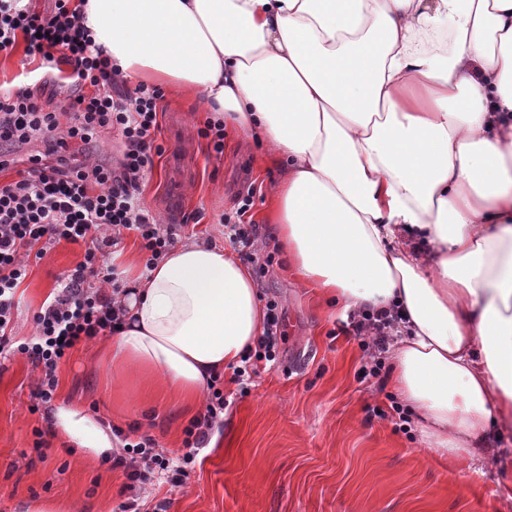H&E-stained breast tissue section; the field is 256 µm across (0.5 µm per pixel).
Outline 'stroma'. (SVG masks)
Listing matches in <instances>:
<instances>
[{
  "instance_id": "stroma-1",
  "label": "stroma",
  "mask_w": 512,
  "mask_h": 512,
  "mask_svg": "<svg viewBox=\"0 0 512 512\" xmlns=\"http://www.w3.org/2000/svg\"><path fill=\"white\" fill-rule=\"evenodd\" d=\"M206 119L202 104L165 93L160 152L141 197L163 223L183 225L186 237L225 246L221 216L252 194L241 221L258 229L260 254L268 259L259 277L263 297L281 304L286 339L276 365H260L248 386L225 381L228 403L214 446L200 450L184 489L164 484L155 497L170 499L168 512H512V497L501 487L502 479L512 480V431L493 442L503 476L467 461L449 469L447 458L421 443L414 423L394 410L387 372L370 375L359 338L343 333V315L315 289L297 287L266 223L276 179L268 147L228 131L223 153H215L199 133ZM83 254V246L64 243L31 259L16 294L19 337L30 336L34 314ZM100 347H80L60 364L57 399L80 402L113 426L140 428L182 453L183 430L200 405L144 394L133 383L119 395ZM33 378L23 355L0 363V512L41 499L63 502L70 512H116L120 472L56 442L35 450L33 430L45 425L47 413L29 410Z\"/></svg>"
}]
</instances>
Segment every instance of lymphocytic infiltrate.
Here are the masks:
<instances>
[{
    "instance_id": "1",
    "label": "lymphocytic infiltrate",
    "mask_w": 512,
    "mask_h": 512,
    "mask_svg": "<svg viewBox=\"0 0 512 512\" xmlns=\"http://www.w3.org/2000/svg\"><path fill=\"white\" fill-rule=\"evenodd\" d=\"M72 0H52L42 8L37 0H0V52L24 42L27 60L39 61L41 87L23 85L0 94V147L36 140L44 154L28 156L17 180L0 184V359L25 355L37 371L31 411L50 404L58 388V366L80 344L104 332H116L126 311L113 295L122 286L113 248L125 234H134L149 263L163 258L180 225L163 224L141 199L140 185L152 162L157 112L163 97L154 86L121 87L112 65L82 22ZM117 131L122 152L115 160H98L102 133ZM89 149V159L74 162L63 156L69 141ZM85 243L81 261L58 281L25 342L16 343L13 310L19 285L25 280L32 251L47 253L61 243ZM391 313L350 315L345 333L367 338L368 348L384 351L394 328ZM276 301L266 303V322L252 356L234 371L243 381L257 362L275 361L283 336ZM206 405L184 429L183 454H172L149 434L130 438L114 434L121 446L107 457L121 471L127 499L120 512H140L155 481L185 487L190 466L210 436L224 423V380L212 377Z\"/></svg>"
}]
</instances>
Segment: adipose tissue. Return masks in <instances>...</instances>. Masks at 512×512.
Masks as SVG:
<instances>
[{
	"instance_id": "obj_1",
	"label": "adipose tissue",
	"mask_w": 512,
	"mask_h": 512,
	"mask_svg": "<svg viewBox=\"0 0 512 512\" xmlns=\"http://www.w3.org/2000/svg\"><path fill=\"white\" fill-rule=\"evenodd\" d=\"M128 81L202 99L270 145L268 221L296 281L344 311L399 309L397 396L450 463L493 469L512 429V0H86ZM104 348L191 403L263 333L233 250L188 241L121 297ZM52 423L87 460L112 431L77 403Z\"/></svg>"
}]
</instances>
